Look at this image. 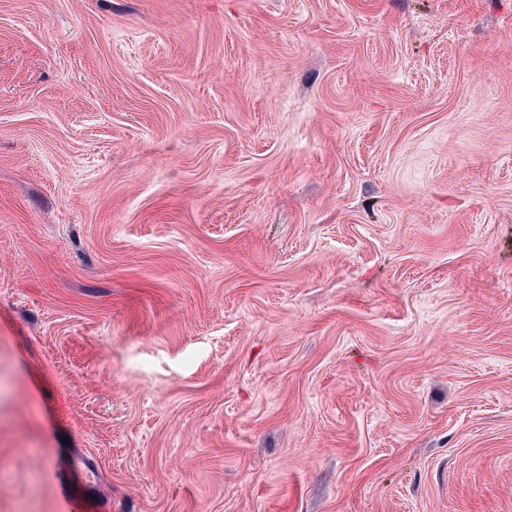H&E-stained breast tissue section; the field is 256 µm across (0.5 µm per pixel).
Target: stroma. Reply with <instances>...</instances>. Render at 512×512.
<instances>
[{"mask_svg": "<svg viewBox=\"0 0 512 512\" xmlns=\"http://www.w3.org/2000/svg\"><path fill=\"white\" fill-rule=\"evenodd\" d=\"M512 512V0H0V512Z\"/></svg>", "mask_w": 512, "mask_h": 512, "instance_id": "obj_1", "label": "stroma"}]
</instances>
